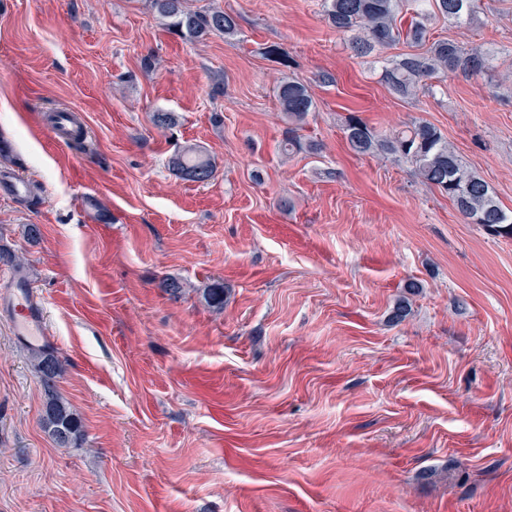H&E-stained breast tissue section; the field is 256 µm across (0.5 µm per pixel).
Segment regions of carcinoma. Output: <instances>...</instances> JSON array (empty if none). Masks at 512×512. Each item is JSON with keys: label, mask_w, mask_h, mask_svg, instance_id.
<instances>
[{"label": "carcinoma", "mask_w": 512, "mask_h": 512, "mask_svg": "<svg viewBox=\"0 0 512 512\" xmlns=\"http://www.w3.org/2000/svg\"><path fill=\"white\" fill-rule=\"evenodd\" d=\"M166 26L184 36L200 39L218 33L226 38L238 34L236 17L217 5L193 10L188 0H149ZM478 0H323V17L341 35L356 55L365 57L400 42L412 48L383 63L379 81L395 95L409 98L428 81L447 73L461 72L484 77L492 70L489 55L467 51L446 38L430 39L428 26L441 16L459 26L471 23ZM407 26H402L405 15ZM274 95L288 127L284 151L302 148L299 131L316 110L315 101L303 83L284 77ZM152 125L161 131L177 125L172 112L156 110ZM343 132L352 151L359 155L384 153L411 164L421 181L448 196L469 224H478L493 237L512 239V211L502 208L488 183L462 162L440 130L428 122H414L403 129L379 134L359 116L345 118ZM169 165L178 178L207 183L214 178L212 161L200 151L187 148L175 153ZM31 363L44 390L42 427L55 445L69 447L83 438V424L58 391L64 364L54 351L37 350Z\"/></svg>", "instance_id": "cac0c4a2"}]
</instances>
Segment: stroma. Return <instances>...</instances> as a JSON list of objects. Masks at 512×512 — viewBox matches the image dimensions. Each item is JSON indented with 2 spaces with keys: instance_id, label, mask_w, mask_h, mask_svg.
Returning a JSON list of instances; mask_svg holds the SVG:
<instances>
[{
  "instance_id": "1",
  "label": "stroma",
  "mask_w": 512,
  "mask_h": 512,
  "mask_svg": "<svg viewBox=\"0 0 512 512\" xmlns=\"http://www.w3.org/2000/svg\"><path fill=\"white\" fill-rule=\"evenodd\" d=\"M189 2L235 14L237 38L176 35L149 0H0V172L31 186H0V244L84 425L76 447L45 435L0 304V512H512V240L342 130L352 112L381 132L432 123L512 211V0L429 26L491 53L490 76L406 99L322 0ZM284 76L316 103L318 153L280 150ZM59 109L85 141L52 138ZM158 109L177 126L157 131ZM187 147L209 183L169 168ZM169 165L178 178L195 183H207L216 173L212 161L194 148L175 153L170 158Z\"/></svg>"
}]
</instances>
